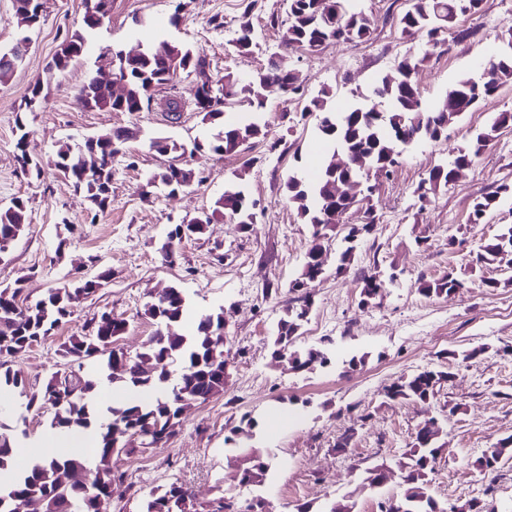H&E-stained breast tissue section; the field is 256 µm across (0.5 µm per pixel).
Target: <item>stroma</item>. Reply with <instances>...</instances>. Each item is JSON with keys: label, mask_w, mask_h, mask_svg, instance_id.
<instances>
[{"label": "stroma", "mask_w": 512, "mask_h": 512, "mask_svg": "<svg viewBox=\"0 0 512 512\" xmlns=\"http://www.w3.org/2000/svg\"><path fill=\"white\" fill-rule=\"evenodd\" d=\"M358 5L373 19L368 40L331 42L302 53L285 50L280 29L269 24L273 15L286 19L288 0H255L250 8L243 0H112L110 20L95 32L86 53L65 72L51 75L47 66L66 36L80 27L86 0H42L43 21L30 35L25 60L0 85V208L18 198L27 206L25 232L0 255V285L22 280L23 295L32 303L77 272L93 276L107 269L111 277L74 307L67 324L12 359V371L26 391H33L55 372L77 370V363L61 357V347L105 311L129 322L117 350L129 356L142 352L157 329L144 306L171 285L188 299V320L220 310L226 323L229 375L223 393L189 408L168 443L114 455L112 467L126 480L121 495L101 500L99 512H140L150 491L172 481L189 488L202 504L225 492L243 500L258 494L271 512H295L302 503L319 508L348 497L354 512H380L385 497L400 494L403 454L431 417L443 427L442 455L430 485L434 498L452 506L476 497L494 512H512V456L491 478L473 466L485 450L512 435V269L477 259L485 241L512 225V202L484 223L469 221L477 196L512 183V128L499 131L474 164L428 205H420L414 193L434 165L452 161L493 115L512 111V84L449 124L440 140L419 141L390 177L376 179L370 206H357L344 218L348 224L363 223L370 209L377 219L375 234L359 244L344 273L336 271L342 233L332 232L325 241V274L310 289L311 306L296 345L305 349L328 342L333 363L301 371L274 360L271 346L283 310L302 304L289 284L315 243L311 225L297 217L284 193L289 175H310L323 155L314 119L300 117L301 103L271 92L261 115L266 137L233 154L218 155L204 146L185 156L194 181L171 195L160 187L144 191L170 161L152 148V139L204 144L218 132L190 108L175 124L163 110L169 96L190 105L195 78L177 75L155 93L151 107L136 114L88 110L77 102L89 77L110 74L112 51L134 53L167 39L204 55L214 79L228 71L254 74L285 59L306 97L331 90L332 108L346 111L369 95L376 80L395 73L402 58L419 57L425 49L398 26L412 0H359ZM246 8L255 45L241 55L233 43ZM177 9L183 20L175 28L168 19ZM216 15L223 17V28L213 27ZM511 27L512 0H483L479 15L457 17L441 48L421 59L414 74L424 103L436 105L461 77L479 75L482 63L512 38ZM463 28L473 29V36L457 39L456 30ZM39 79L48 80V96L36 111H26ZM21 123L40 165L36 174L23 171L16 160ZM116 129L129 132L126 155L114 165L112 205L95 217L54 159L63 144ZM232 182L245 185L258 203L252 230L242 233L216 220L203 237L180 244L174 264H165L159 248L168 232L211 208ZM366 271L395 277L368 306L360 303ZM449 272L464 282L455 294L418 292L419 280ZM482 344L484 354L462 360V351ZM355 356L365 362L349 368ZM424 368L453 374L432 404L386 398L391 382ZM25 393L0 394V423L32 455L50 431L52 415L46 409L26 411ZM246 414L266 419L257 444L275 455L265 482L254 491L239 486L238 472L224 456L228 426ZM344 438L349 444L342 449L338 443ZM380 463L391 470L383 492L359 490L364 470Z\"/></svg>", "instance_id": "stroma-1"}]
</instances>
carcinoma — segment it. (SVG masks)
<instances>
[{"mask_svg":"<svg viewBox=\"0 0 512 512\" xmlns=\"http://www.w3.org/2000/svg\"><path fill=\"white\" fill-rule=\"evenodd\" d=\"M323 0H288L287 19L271 18V25L282 28V43L295 50L314 52L330 42L363 41L372 33L369 14L355 8L354 0H331L333 10L321 8ZM483 0H413V4L399 19L401 32L418 35L430 48L442 42L448 21L458 15L476 14ZM252 4H247L239 18L237 52H251L253 30L250 20ZM18 38L27 40L29 33L41 25L37 0H14ZM112 0H87L86 11L108 21ZM95 25L84 21L79 29L65 38L48 64V70L61 73L79 57L87 46ZM25 52L14 51L4 60L0 52V84L9 81L16 68L23 62ZM115 69L125 79V91L114 96L109 85L91 77L81 87L78 101L85 109L135 112L150 104L145 96L149 87L158 90L180 73L189 74L197 68L208 66L207 59L196 54L183 43L163 40L158 46L139 52L134 58L123 61L122 52L112 54ZM420 60L407 56L398 64L401 76L386 75L374 86L379 96L365 104H355L344 112L328 106L331 92L324 89L301 110V116L315 115L316 127L323 141L333 149V159L327 161L315 178L299 185L295 176H288L284 191L288 201L297 205V215L312 225L313 236H323L342 223L343 216L364 200L361 196L370 174L387 175L398 164V151L406 139L435 141L445 134L448 120L476 108L485 97L498 92L512 81V38L507 48L492 57L491 73L478 79H459L433 107L423 104L412 74ZM293 69L284 61H275L264 73L244 84L228 72L217 80L221 89L198 90L194 97V110L202 120L219 124L223 131L217 133L207 146L217 154H230L265 137L260 113L266 107L265 89L270 85L280 88L291 86ZM232 97L245 103L248 115L234 121L226 120L225 108L214 102L218 95ZM512 126V112L497 113L491 123L479 130L469 144L460 149L451 162L436 165L428 171L415 193L419 202L430 199L442 186H448L450 176L461 163L473 164L487 145L497 137L505 125ZM127 135L121 130L90 137L78 147L61 146L54 166L75 190L84 194L89 210L103 214L112 204L113 164L125 155ZM152 148L159 153L183 156L187 148L174 140L159 138L152 141ZM193 171L182 164L172 163L155 174L153 183H159L173 194L189 186ZM512 200V184L504 183L496 190L477 197L472 205L470 222L481 224L503 201ZM254 202L245 190L232 188L215 201L208 214L201 216L193 237L200 238L216 217L232 216L236 229L251 230ZM25 203L15 200L6 209H0V255L23 231ZM376 231V217L368 211L367 222L348 230L344 236L345 248L339 256L336 272L347 270L355 261L357 244ZM479 260L488 263H505L512 266V226H508L493 239L481 245ZM103 270L98 277L79 276L63 288L48 291L35 306L29 307L21 300V281L12 286L0 287V390L24 389V381L8 367L15 358L67 323L75 304L95 294L101 281L109 278ZM310 271H302L290 288L301 293L303 306L290 307L276 323L271 336L273 353L282 354L295 369L330 363L321 347L299 350L296 339L305 321L311 292L305 288ZM360 303L369 305L385 288V279L374 272L363 276ZM460 285L454 273L437 279L421 280L417 291L424 296L448 295ZM188 300L182 289L167 287L163 302L148 303L144 314L155 321L157 332L150 337L145 351L133 358L111 350L106 366L109 378L120 380L133 395L118 402L110 409L112 419L99 424L100 436L96 453L99 457L95 469H88L76 457L47 454L37 459L23 474L17 475L8 486L0 485V512H20L21 504H41L44 512H69L68 505L78 502L82 512H98L96 500L116 493L125 482V474L112 469V455L116 452L134 453L160 442H168L176 434L179 414L184 408L203 403L224 389L227 362L224 360V312L200 317L191 335L182 331ZM127 330V320L104 312L93 323L91 330L69 337L61 356L87 360L104 353L109 346L121 339ZM453 373L440 369H425L403 375L386 389V397L393 401L418 400L429 403L437 396L441 384ZM97 385L93 373L55 372L37 391L28 394L27 406L41 410H54L52 426L61 430H77L91 425L96 415L91 409V398ZM155 390L159 396L144 400L139 394ZM259 427L250 415L229 428L224 445L230 452H242L245 461L240 485H260L273 466V460L262 449L241 444L240 437L255 436ZM17 442L0 433V472L10 468ZM441 448L433 439V432L420 428L406 452V486L403 496L384 506V512H447V508L428 493L429 476L434 473ZM512 454V435L475 460L476 469L489 475L497 468V459ZM387 478L384 465L366 470L363 488L375 492ZM262 497L255 496L246 505H240L234 495L219 497L216 505L207 509L196 502L195 496L185 487L171 482L160 492H152L144 502L143 512H262Z\"/></svg>","mask_w":512,"mask_h":512,"instance_id":"1","label":"carcinoma"}]
</instances>
